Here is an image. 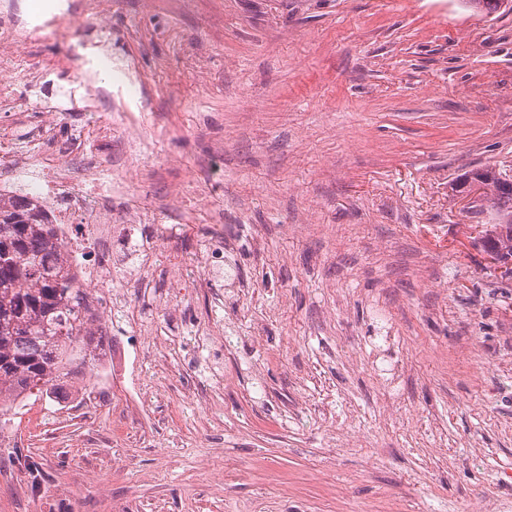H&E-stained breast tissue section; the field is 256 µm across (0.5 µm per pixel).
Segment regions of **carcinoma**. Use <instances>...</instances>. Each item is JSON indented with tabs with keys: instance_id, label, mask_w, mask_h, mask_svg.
Here are the masks:
<instances>
[{
	"instance_id": "1",
	"label": "carcinoma",
	"mask_w": 512,
	"mask_h": 512,
	"mask_svg": "<svg viewBox=\"0 0 512 512\" xmlns=\"http://www.w3.org/2000/svg\"><path fill=\"white\" fill-rule=\"evenodd\" d=\"M478 172L494 215L480 242L512 258V189L491 167L470 170ZM88 300L46 212L21 197L1 203L0 412L98 373L103 337Z\"/></svg>"
}]
</instances>
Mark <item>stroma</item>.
I'll return each mask as SVG.
<instances>
[{
    "label": "stroma",
    "instance_id": "stroma-1",
    "mask_svg": "<svg viewBox=\"0 0 512 512\" xmlns=\"http://www.w3.org/2000/svg\"><path fill=\"white\" fill-rule=\"evenodd\" d=\"M69 2L0 125L64 149L74 50L135 65L138 149L71 163L122 247L111 376L0 416V512H512V277L454 190L512 170V11Z\"/></svg>",
    "mask_w": 512,
    "mask_h": 512
}]
</instances>
